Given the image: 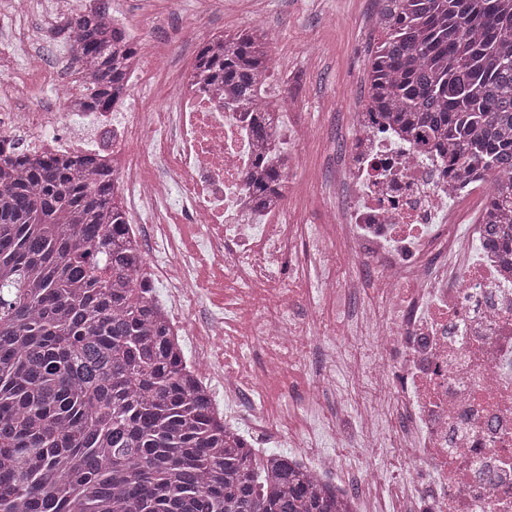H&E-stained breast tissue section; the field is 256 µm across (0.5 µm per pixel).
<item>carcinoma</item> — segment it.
<instances>
[{
  "label": "carcinoma",
  "instance_id": "obj_1",
  "mask_svg": "<svg viewBox=\"0 0 512 512\" xmlns=\"http://www.w3.org/2000/svg\"><path fill=\"white\" fill-rule=\"evenodd\" d=\"M368 94L390 124L494 175L491 242L512 252V0H377ZM91 107L128 86L137 46L98 16L71 21ZM196 65L244 103L269 67L258 26ZM258 200L286 191L274 168ZM112 171L98 156L0 148V512H342L279 453L224 435L182 346L146 299Z\"/></svg>",
  "mask_w": 512,
  "mask_h": 512
}]
</instances>
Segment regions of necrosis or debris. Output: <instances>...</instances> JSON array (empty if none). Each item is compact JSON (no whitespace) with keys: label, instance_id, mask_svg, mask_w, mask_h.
Instances as JSON below:
<instances>
[{"label":"necrosis or debris","instance_id":"1","mask_svg":"<svg viewBox=\"0 0 512 512\" xmlns=\"http://www.w3.org/2000/svg\"><path fill=\"white\" fill-rule=\"evenodd\" d=\"M1 42L10 68L40 74L57 95L1 112L0 138L37 154L95 152L112 167L129 232L165 285L160 304L177 336L193 340L187 367L219 395L227 432L262 457L310 409L335 439L386 447V489L371 470L297 451L313 481L351 512H512V258L489 243L488 225L457 207L492 174L448 176L436 150L398 136L358 102L341 203L307 244L304 225L284 217L287 199L258 208L246 185L262 162H280L286 175L297 164L296 154L277 158L251 134L264 118L282 125L292 106L286 93L229 105L189 66L166 111H132L122 99L88 112L84 66L69 45L50 64L32 30ZM151 163L162 173L144 178ZM175 185L186 223L213 226L204 248L236 286L239 301L223 313H192L198 271L164 216ZM334 240L344 247L339 262L327 254ZM346 262L372 266L373 280L343 272ZM310 275L317 295L300 319L297 288ZM224 334L244 343L255 384L276 389L275 408L255 401L239 370L214 362L213 339ZM314 354L313 378L287 376V363ZM340 366L364 385L348 426L343 409L329 407Z\"/></svg>","mask_w":512,"mask_h":512}]
</instances>
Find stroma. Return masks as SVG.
<instances>
[{"mask_svg":"<svg viewBox=\"0 0 512 512\" xmlns=\"http://www.w3.org/2000/svg\"><path fill=\"white\" fill-rule=\"evenodd\" d=\"M160 2L111 0V5L165 53L173 48V26L233 33L258 25L276 34L272 49L281 65L273 82L294 102L287 147L298 155L288 177V221L321 223L340 201L336 173L352 135L353 105L368 90V58L378 38L370 24L375 0H221L217 6L209 0H181L165 27L157 23ZM308 125L318 128L316 141H301L299 131Z\"/></svg>","mask_w":512,"mask_h":512,"instance_id":"1","label":"stroma"}]
</instances>
